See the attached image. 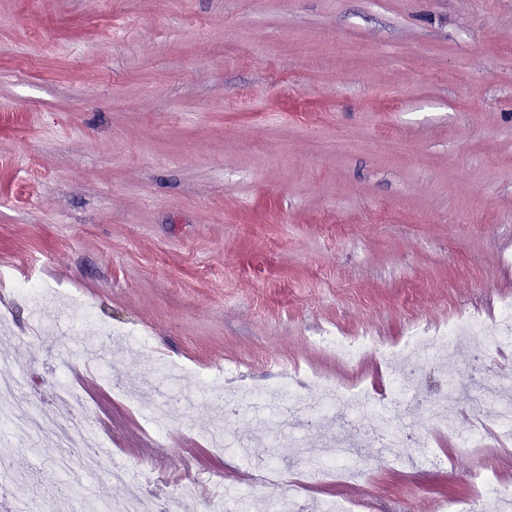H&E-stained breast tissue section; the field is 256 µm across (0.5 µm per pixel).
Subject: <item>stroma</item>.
Returning a JSON list of instances; mask_svg holds the SVG:
<instances>
[{
  "label": "stroma",
  "instance_id": "1",
  "mask_svg": "<svg viewBox=\"0 0 512 512\" xmlns=\"http://www.w3.org/2000/svg\"><path fill=\"white\" fill-rule=\"evenodd\" d=\"M59 288L51 301L17 293ZM0 283L15 314L0 371L35 408L68 381L86 427L112 450L101 470L61 469L50 435L0 428V506L70 512L112 502L108 470L160 501L178 497L165 461L194 481L219 473L223 498L363 497L370 512H438L481 469L506 490L512 447L463 450L481 375L512 378V354L452 348L416 357L428 394L457 386L460 419L408 417L430 464L380 453L390 425L336 404L324 435L349 431L364 459L351 485L296 495L290 478L325 450L287 422L221 391L287 382L315 368L338 390L387 383L377 352L317 346L328 331L386 345L412 323L512 297V0H0ZM40 313L48 332L28 337ZM105 353L102 372L84 354ZM170 401L164 434L151 407ZM251 439L239 458L215 446ZM276 466L275 490L255 483Z\"/></svg>",
  "mask_w": 512,
  "mask_h": 512
}]
</instances>
